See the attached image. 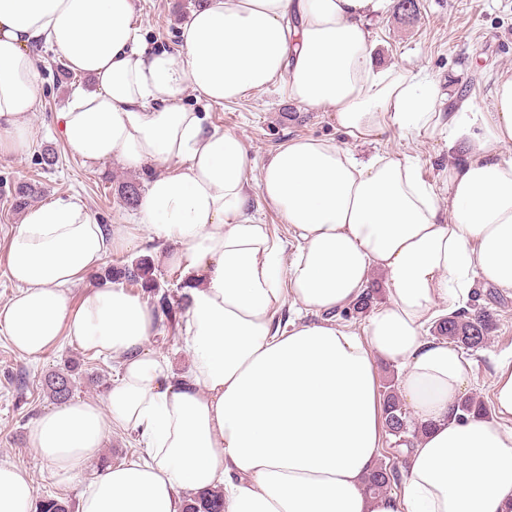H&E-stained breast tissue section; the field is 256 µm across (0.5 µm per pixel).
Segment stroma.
<instances>
[{"label": "stroma", "mask_w": 512, "mask_h": 512, "mask_svg": "<svg viewBox=\"0 0 512 512\" xmlns=\"http://www.w3.org/2000/svg\"><path fill=\"white\" fill-rule=\"evenodd\" d=\"M133 21L139 25L150 49L175 50L180 40L179 26L196 7L195 0H134ZM374 58L378 66H398L428 75L438 85L441 96H472V109L488 112L500 75L512 74V0H417L414 17L399 9L370 21ZM40 80V105L30 123L33 139L23 154L0 155V255L4 254L22 211L14 205L18 184L35 189L34 202L77 196L87 204L93 219L121 235L135 238L137 251H114L105 264H119L147 256L153 261L160 282L172 298L182 290L175 271L165 265L163 249L148 242L146 233L135 224V209L129 208L121 193L122 185L134 182L147 186L160 167L139 170L117 163L99 168L85 166L67 148L57 112L79 89L89 87L81 75L61 71L60 54L43 46H32ZM186 106L206 113L209 126L236 133L251 158L265 161L290 140L301 137L325 138L350 148L365 158L381 148L414 156L423 179L431 184L439 199L448 197V170L458 159L448 149L445 136L413 135L399 138L396 132L384 134L380 146L354 141L338 129L332 112L305 109L275 90L260 89L242 100L211 105L197 93H188ZM55 154L57 163L46 166L45 154ZM476 307L491 313L494 329L488 343L469 353L474 377L473 393L492 403L493 360L512 353V295L483 284H475L470 298ZM71 372L74 396L103 400L114 381L118 367L72 344L68 337L49 347L39 358L20 356L5 336L0 335V462L13 464L31 478L37 496L79 500L82 483L63 487L56 483L50 466L27 444V432L34 420L57 403L48 394L45 376Z\"/></svg>", "instance_id": "1"}]
</instances>
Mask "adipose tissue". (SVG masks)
<instances>
[{
    "instance_id": "ef3b65f1",
    "label": "adipose tissue",
    "mask_w": 512,
    "mask_h": 512,
    "mask_svg": "<svg viewBox=\"0 0 512 512\" xmlns=\"http://www.w3.org/2000/svg\"><path fill=\"white\" fill-rule=\"evenodd\" d=\"M393 4L204 0L169 53L147 47L134 0H0L1 154L32 143L30 48L41 43L91 81L56 115L74 155L175 166L149 182L139 222L189 295L182 374L149 350L159 323L140 294L89 283L133 243L83 200L29 206L7 246L18 292L0 305V334L14 349L34 359L64 335L118 364L103 400L67 402L28 432L59 485L86 479L78 512H185L189 495L213 490L224 512H512V355L493 363L492 415L460 420L471 363L424 333L466 308L474 282L512 292V75L496 81L491 111L461 97L440 112L427 77L374 62L369 21ZM270 87L332 111L359 142L447 132L464 145L447 206L410 155L362 160L323 138L281 146L250 183L240 137L183 100L221 105ZM254 188L292 241L250 215ZM376 272L387 302L353 330L338 314ZM383 362L400 367L398 395L427 428L398 496L365 491L388 438ZM115 427L141 452L88 472ZM34 499L29 478L0 464V512H32Z\"/></svg>"
}]
</instances>
